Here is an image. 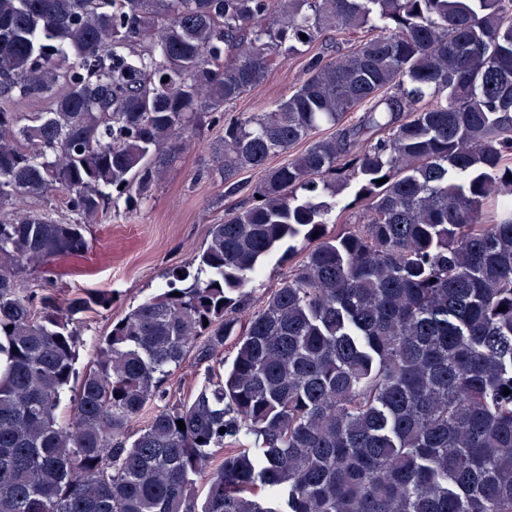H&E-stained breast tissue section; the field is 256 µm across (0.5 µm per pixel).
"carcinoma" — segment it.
<instances>
[{
    "label": "carcinoma",
    "instance_id": "carcinoma-1",
    "mask_svg": "<svg viewBox=\"0 0 512 512\" xmlns=\"http://www.w3.org/2000/svg\"><path fill=\"white\" fill-rule=\"evenodd\" d=\"M299 51L294 90L224 118ZM220 122L240 206L78 372L112 292L18 278ZM509 174L512 0H0V512H512ZM348 188L363 215L329 234ZM188 359L197 394L129 434ZM286 246L275 256L268 261L263 268L260 278L252 285L247 287L250 294V310H258L264 305L268 296V288L274 287L282 278L288 275L294 267L301 264L305 256V251L298 245L292 252H287L286 256L282 259V252Z\"/></svg>",
    "mask_w": 512,
    "mask_h": 512
}]
</instances>
